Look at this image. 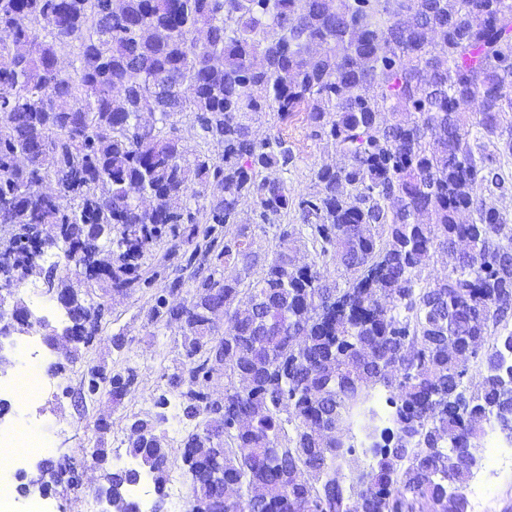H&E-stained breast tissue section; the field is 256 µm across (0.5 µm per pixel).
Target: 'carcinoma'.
<instances>
[{"label": "carcinoma", "mask_w": 512, "mask_h": 512, "mask_svg": "<svg viewBox=\"0 0 512 512\" xmlns=\"http://www.w3.org/2000/svg\"><path fill=\"white\" fill-rule=\"evenodd\" d=\"M104 2L0 0V224L13 228L0 283L41 273L55 242L37 251L31 230L56 226L67 249L49 290L77 346L91 307L69 273L89 256L92 281L150 288L144 248L176 233L187 266L215 259L188 305L168 306L163 288L152 307L155 322H180L189 364L170 385L183 417L202 419L183 441L190 512H467L483 423L512 424V309L496 306L512 295V224L485 202L507 190L512 158V0H123L119 17ZM62 45L76 50L68 69ZM301 109L344 162L298 203L316 261L292 262L285 229L257 269L241 205L265 224L288 212L294 197L270 172L293 155L252 123ZM185 112L216 154L171 135ZM215 224L237 225L221 249ZM460 242L464 260L433 269ZM328 257L344 286L317 268ZM216 353L219 413L199 388ZM471 360L485 375L461 404ZM379 386L389 411L360 447L353 429L380 419ZM163 420L134 419L137 464L104 474L123 512L142 475L163 489ZM221 480L241 492L222 495Z\"/></svg>", "instance_id": "obj_1"}]
</instances>
